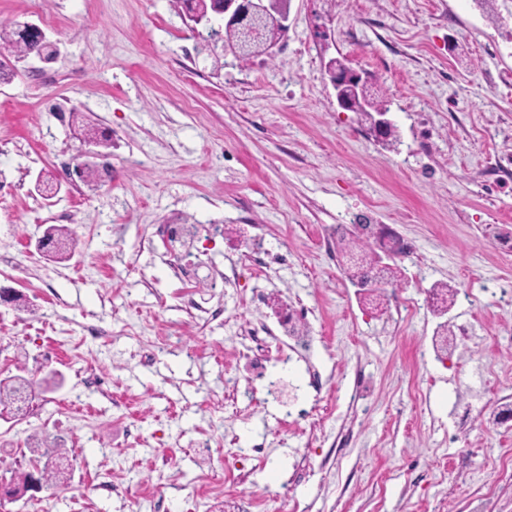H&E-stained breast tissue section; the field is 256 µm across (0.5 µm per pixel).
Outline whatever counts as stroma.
Masks as SVG:
<instances>
[{
	"label": "stroma",
	"instance_id": "1",
	"mask_svg": "<svg viewBox=\"0 0 512 512\" xmlns=\"http://www.w3.org/2000/svg\"><path fill=\"white\" fill-rule=\"evenodd\" d=\"M495 7L291 0L285 37L242 63L200 49L173 0H0V18L35 22L59 48L0 82V285L34 305L0 307V378L23 366L39 383L29 414L0 420V473L30 468L45 433L72 471L0 512H245L229 480L243 469L272 512H512V421L498 417L512 409V0ZM339 56L387 104L397 148L338 107L325 63ZM74 110L111 130L112 178L47 201L37 175L92 148ZM365 215L413 248L377 307L336 257L337 229ZM172 223L223 225L196 254L233 283L194 295L223 319L198 325L149 249ZM46 224L74 229L71 260L35 250ZM246 228L287 263L255 274ZM437 283L457 291L454 323L471 324L446 353L432 342ZM299 303L316 310L310 348L268 363L279 402L230 413L245 327ZM89 367L111 399L84 387ZM51 370L64 382L48 389ZM297 401L313 418L283 426ZM257 440L262 465L242 455ZM213 463L224 489L208 495ZM104 480L121 494L96 491Z\"/></svg>",
	"mask_w": 512,
	"mask_h": 512
}]
</instances>
